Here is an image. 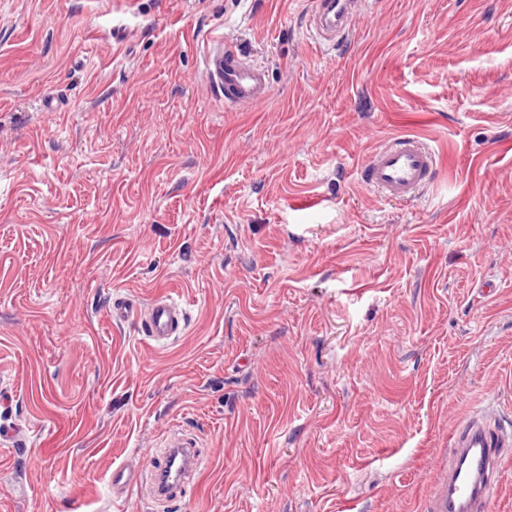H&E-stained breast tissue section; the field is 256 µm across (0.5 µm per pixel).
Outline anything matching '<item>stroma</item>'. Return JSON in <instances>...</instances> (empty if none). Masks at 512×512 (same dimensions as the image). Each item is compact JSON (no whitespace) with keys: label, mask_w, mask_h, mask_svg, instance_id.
<instances>
[{"label":"stroma","mask_w":512,"mask_h":512,"mask_svg":"<svg viewBox=\"0 0 512 512\" xmlns=\"http://www.w3.org/2000/svg\"><path fill=\"white\" fill-rule=\"evenodd\" d=\"M0 0V512H432L454 430L512 425V0ZM269 74L228 108L224 40ZM413 135L415 201L358 180ZM315 198L312 208L299 205ZM184 304L158 345L113 298ZM181 498L107 467L172 427ZM311 19V29L324 40H334L351 30L365 0H319ZM162 446L163 453L160 457L152 458V470L148 474L140 460L108 465L112 497L123 498L140 491L149 493L156 500L169 501L182 495L200 467L198 444L178 428L165 439ZM171 469V477L165 479Z\"/></svg>","instance_id":"obj_1"}]
</instances>
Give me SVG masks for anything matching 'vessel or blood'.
<instances>
[{
  "mask_svg": "<svg viewBox=\"0 0 512 512\" xmlns=\"http://www.w3.org/2000/svg\"><path fill=\"white\" fill-rule=\"evenodd\" d=\"M365 0H318L311 27L325 40L348 33ZM213 77L224 88V103L231 107L256 106L267 100L271 84L266 70L248 63L233 42H225L209 60ZM437 179L434 152L411 136H399L376 149L359 169V180L389 202L407 201ZM108 314L113 322H134L150 341L163 344L182 335L185 312L174 298L160 295L140 304L113 299ZM512 449V428L491 423L487 410L476 411L455 433L435 512H486L490 494L499 482L500 465ZM151 470L128 461L107 467L112 495L135 492L158 500L180 497L200 467L197 442L183 430H174L163 443Z\"/></svg>",
  "mask_w": 512,
  "mask_h": 512,
  "instance_id": "vessel-or-blood-1",
  "label": "vessel or blood"
}]
</instances>
